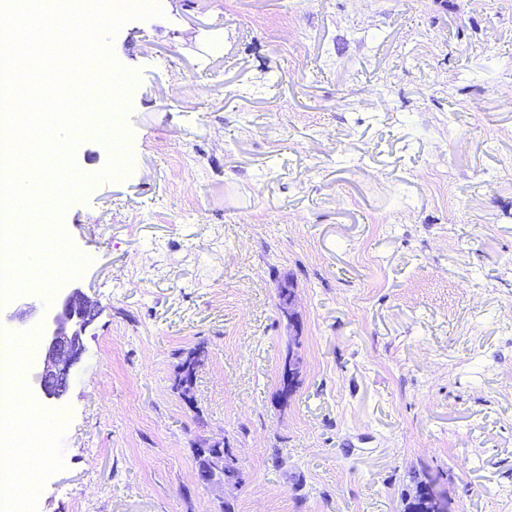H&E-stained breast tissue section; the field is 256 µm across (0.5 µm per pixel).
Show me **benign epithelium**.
<instances>
[{
	"label": "benign epithelium",
	"mask_w": 512,
	"mask_h": 512,
	"mask_svg": "<svg viewBox=\"0 0 512 512\" xmlns=\"http://www.w3.org/2000/svg\"><path fill=\"white\" fill-rule=\"evenodd\" d=\"M288 282V294L281 299V313L292 333L288 342V356L282 359L279 378V400L286 401L299 386L303 374L300 344V324L295 310L296 291ZM98 313L95 300L79 288L61 292L55 308L48 312L44 329L42 355L38 364L36 382L42 393L53 392L59 399L67 391L74 367L85 353L83 336ZM418 494L431 499V512H448V498L441 495L433 481H420Z\"/></svg>",
	"instance_id": "obj_1"
}]
</instances>
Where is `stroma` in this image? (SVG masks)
I'll list each match as a JSON object with an SVG mask.
<instances>
[{
	"label": "stroma",
	"instance_id": "1",
	"mask_svg": "<svg viewBox=\"0 0 512 512\" xmlns=\"http://www.w3.org/2000/svg\"><path fill=\"white\" fill-rule=\"evenodd\" d=\"M160 5L112 42L131 166L62 217L98 314L41 400L39 512H403L424 474L455 512H512V0ZM47 307L0 305V337L40 347ZM219 440L222 491L197 479ZM296 288L291 280H288V288H280V293L288 290V294L281 299V313L288 322V329L292 333L288 342V358L282 359L279 378V389L281 401L288 400V397L294 393L299 386L303 374V357L300 344V324L295 310L296 306Z\"/></svg>",
	"mask_w": 512,
	"mask_h": 512
}]
</instances>
